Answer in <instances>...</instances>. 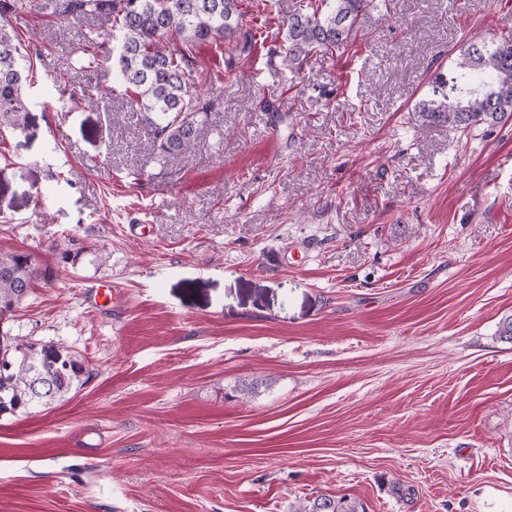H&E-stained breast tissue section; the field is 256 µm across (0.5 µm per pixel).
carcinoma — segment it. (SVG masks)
<instances>
[{
    "label": "carcinoma",
    "mask_w": 512,
    "mask_h": 512,
    "mask_svg": "<svg viewBox=\"0 0 512 512\" xmlns=\"http://www.w3.org/2000/svg\"><path fill=\"white\" fill-rule=\"evenodd\" d=\"M377 0H310L282 22L281 65L294 71L314 51L335 53L353 39L358 18ZM64 18L99 17L106 27L86 37L78 59L102 85L117 75L137 105V125L167 165H177L200 133L203 108L191 48L232 40L243 30L240 0H60ZM32 67L0 24V128L24 127V94ZM419 126L462 134L512 120V34L469 44L458 70L436 77L432 95L414 106ZM54 269L26 252H0V415L46 406L77 388L85 365L68 348L23 341L4 323ZM289 512H364L331 496L298 501Z\"/></svg>",
    "instance_id": "1"
}]
</instances>
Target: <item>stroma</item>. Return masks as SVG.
I'll return each instance as SVG.
<instances>
[{
	"label": "stroma",
	"mask_w": 512,
	"mask_h": 512,
	"mask_svg": "<svg viewBox=\"0 0 512 512\" xmlns=\"http://www.w3.org/2000/svg\"><path fill=\"white\" fill-rule=\"evenodd\" d=\"M306 2L241 0L246 52L194 48L233 74L176 167L120 80L85 104L99 19L9 15L34 73L24 132L0 134V251L58 277L8 326L87 375L0 416V512H512V123L413 111L512 32V0H379L292 74L272 38ZM361 508V510H359ZM289 512H364L362 505L347 498L331 496L317 497L312 501H301L293 504Z\"/></svg>",
	"instance_id": "obj_1"
}]
</instances>
